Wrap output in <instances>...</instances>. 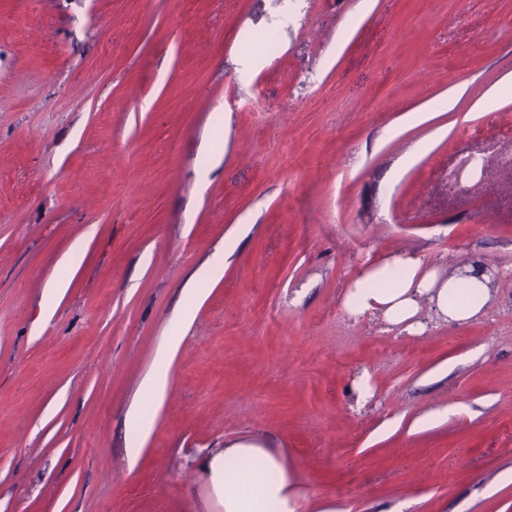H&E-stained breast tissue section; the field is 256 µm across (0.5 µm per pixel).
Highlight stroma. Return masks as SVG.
<instances>
[{"label": "stroma", "mask_w": 512, "mask_h": 512, "mask_svg": "<svg viewBox=\"0 0 512 512\" xmlns=\"http://www.w3.org/2000/svg\"><path fill=\"white\" fill-rule=\"evenodd\" d=\"M392 255L507 277L413 335L343 307ZM232 446L294 512H512V0H0V512H224Z\"/></svg>", "instance_id": "35a3bbf8"}]
</instances>
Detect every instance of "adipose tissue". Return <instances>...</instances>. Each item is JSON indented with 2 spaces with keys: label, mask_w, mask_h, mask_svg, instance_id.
Here are the masks:
<instances>
[{
  "label": "adipose tissue",
  "mask_w": 512,
  "mask_h": 512,
  "mask_svg": "<svg viewBox=\"0 0 512 512\" xmlns=\"http://www.w3.org/2000/svg\"><path fill=\"white\" fill-rule=\"evenodd\" d=\"M494 291L493 279L479 260L444 277L421 260L395 257L358 277L343 306L350 314L378 313L388 324L400 325L415 317L423 298L443 317L466 321L484 313ZM224 485V512H291L288 478L264 451L225 449Z\"/></svg>",
  "instance_id": "1"
}]
</instances>
